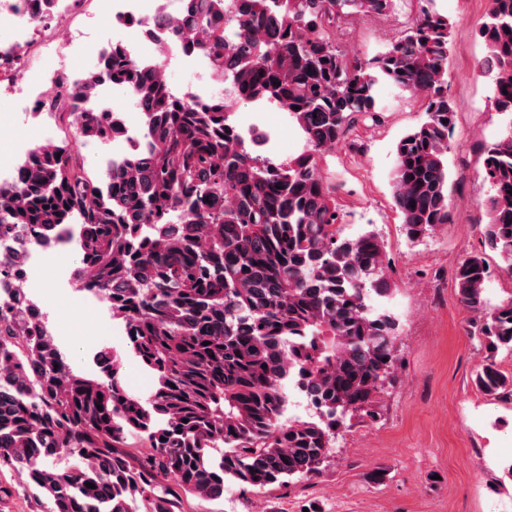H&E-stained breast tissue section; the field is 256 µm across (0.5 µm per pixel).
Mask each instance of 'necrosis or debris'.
I'll return each instance as SVG.
<instances>
[{
  "label": "necrosis or debris",
  "mask_w": 512,
  "mask_h": 512,
  "mask_svg": "<svg viewBox=\"0 0 512 512\" xmlns=\"http://www.w3.org/2000/svg\"><path fill=\"white\" fill-rule=\"evenodd\" d=\"M44 0H0V98L6 99L15 111L28 113L29 121L17 124L13 145L6 161L0 163V177L14 181L22 165L37 151L52 127V115L60 103L78 93L80 63L96 56L108 43H121L134 59L146 69L188 66L198 70L200 81L181 89L189 102H208L223 98L235 104L234 96L224 91V78L215 70L213 61L204 55L185 54L170 29L158 26L159 17H176L182 10L181 0H96L95 12L110 23L108 40L91 41L81 29H73L69 37L58 39L55 30L36 32L30 19L39 15ZM31 46V53L15 59L20 45ZM112 86H105L94 111L111 112L112 122L121 129L112 139V163L121 165L139 154L144 146L149 115L144 112L134 90H126L127 106L112 110L109 97ZM236 130L257 137L261 146L270 149L274 159L283 160L287 150L280 146L279 130L289 127L287 113H279L277 126H270L266 111L250 109L238 112L233 119ZM69 226H62L52 238H45L42 228L19 226L0 240V297L9 298L13 291H22L30 303L49 304L55 290L51 279H59L63 294L73 299L79 291L78 268L73 262V239Z\"/></svg>",
  "instance_id": "necrosis-or-debris-1"
}]
</instances>
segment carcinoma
Returning <instances> with one entry per match:
<instances>
[{
  "mask_svg": "<svg viewBox=\"0 0 512 512\" xmlns=\"http://www.w3.org/2000/svg\"><path fill=\"white\" fill-rule=\"evenodd\" d=\"M394 0H183L170 21L187 48L235 56L224 73L236 98L288 113L305 134L298 156L255 153L231 127L224 99L190 104L165 70L146 75L120 45L87 68V102L114 81L132 87L151 122L143 153L90 171L71 146L44 145L21 185H0V225H79L80 279L109 294L131 350L157 379L142 399L123 385L122 359L101 351L105 383L72 369L51 336L0 326V470L23 465L40 512H192L242 489L313 477L347 415H374L373 397L398 360L395 322L374 307L391 291L373 231L346 236L322 152L364 118L379 120L376 87L421 96L425 119L396 144L392 203L418 239L450 221L448 152L456 112L448 97L452 22L436 0H415L404 36L385 53L348 60L329 28L388 12ZM489 106L511 117L479 146L483 246L512 274V0H489L480 31ZM77 141L108 145L109 114L75 125ZM482 253L457 268L454 287L476 315L471 335L487 356L475 374L485 394L512 392L495 353L512 351V301L485 297ZM318 412L282 422L285 384ZM64 455L71 465L50 460ZM93 487H86V483Z\"/></svg>",
  "mask_w": 512,
  "mask_h": 512,
  "instance_id": "obj_1",
  "label": "carcinoma"
}]
</instances>
